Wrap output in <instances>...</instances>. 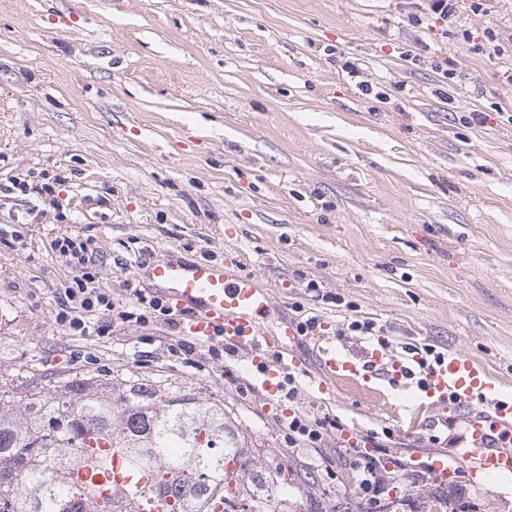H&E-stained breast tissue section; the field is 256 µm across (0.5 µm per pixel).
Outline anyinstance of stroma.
<instances>
[{
  "label": "stroma",
  "mask_w": 512,
  "mask_h": 512,
  "mask_svg": "<svg viewBox=\"0 0 512 512\" xmlns=\"http://www.w3.org/2000/svg\"><path fill=\"white\" fill-rule=\"evenodd\" d=\"M426 13L427 0H0V367L194 383L267 461L315 472L314 498L284 485V512L353 494L340 449L359 430L389 431L383 473L409 490L469 439L465 414L415 438L416 384L310 399L303 342L296 396L272 403L241 352L197 342L173 358L189 332H66L55 314L76 271L51 242L89 240L100 287L123 301L127 283L156 290L129 270L145 254L231 259L270 290L272 322L300 304L334 325L368 318L391 343L470 355L512 396V0L462 6L469 42ZM488 28L503 54L481 49ZM474 110L486 125L464 123ZM327 413L340 427L321 447L288 446L289 417ZM454 480L457 512H512V476Z\"/></svg>",
  "instance_id": "1"
}]
</instances>
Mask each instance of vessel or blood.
<instances>
[{"instance_id": "1", "label": "vessel or blood", "mask_w": 512, "mask_h": 512, "mask_svg": "<svg viewBox=\"0 0 512 512\" xmlns=\"http://www.w3.org/2000/svg\"><path fill=\"white\" fill-rule=\"evenodd\" d=\"M131 270L135 277L161 285L169 302L189 312L188 331L196 340L207 341L218 334L225 345L246 351L255 380L266 395L280 393L282 375L298 367L295 347L302 340L318 364L313 390L319 395L329 393L339 381L365 386L383 376L397 382L405 372L404 360L390 355L387 337H377L366 365L344 354L329 325H321L304 339L293 323L269 325L274 302L268 288L255 276L241 273L234 261L150 263L141 259ZM473 404L489 408L490 413L471 421V436L464 447L445 450L433 461L437 477L461 466L475 474H512V449L489 445L491 433L512 429V401L502 399L497 380L482 363L460 351L443 355L419 387V407L443 414Z\"/></svg>"}]
</instances>
